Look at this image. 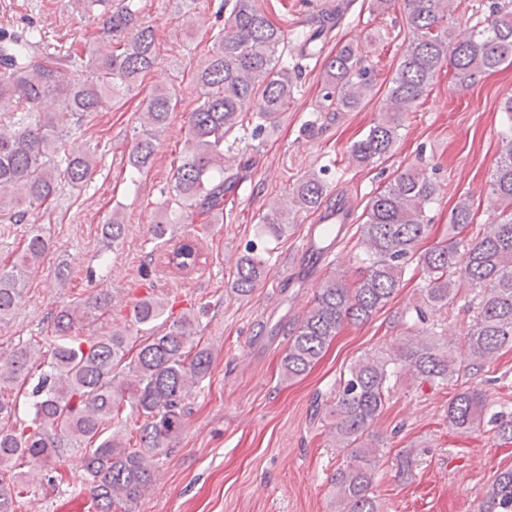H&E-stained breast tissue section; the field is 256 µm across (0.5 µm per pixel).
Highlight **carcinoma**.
Masks as SVG:
<instances>
[{
	"mask_svg": "<svg viewBox=\"0 0 512 512\" xmlns=\"http://www.w3.org/2000/svg\"><path fill=\"white\" fill-rule=\"evenodd\" d=\"M450 0H403L406 47L387 89L390 109L351 145L358 163L389 154L403 115L412 111L448 64L456 90L469 88L480 73L512 65V0H493L488 13L472 26L448 27ZM82 15L96 20L100 36L83 56L48 51L42 28L0 29V219L33 223L22 252L12 265L0 264V322L21 303L27 273L48 250L50 239L36 224L41 209L62 185H81L93 174L95 148L70 152L65 137L81 129L97 112L112 108L118 96L156 68L159 56L152 26L141 19L138 0H73ZM342 7L325 9L297 33L293 50L302 59L321 56L323 36L337 25ZM287 33L266 14L259 0H224V24L212 53L192 75L194 107L185 113L188 153L176 167L161 220L151 226L150 254L162 257L173 274L187 277L200 265L197 239L176 238L175 221L193 224L204 236L208 225L224 220L225 196L246 168L234 153L237 133L252 127L258 136L288 110L302 75L284 59ZM326 92L321 112H351L375 85L373 68L362 49L347 42L324 61ZM177 95L155 88L143 101L133 127L128 166L141 173L153 162L160 137L177 111ZM328 169L302 176L290 206L261 217L256 239L249 241L235 266L232 289L250 295L272 260L266 243L282 238L291 216L316 211L327 197ZM442 195V186L425 169L397 172L367 201L357 226L361 250L358 278L327 274L306 311L288 330L282 356L285 377L306 375L323 357L346 323L366 322L386 306L410 266L424 282L417 321L405 338L382 355L366 354L340 379L325 403L330 434L343 462L331 483L338 512H381L373 488L382 449L372 435L374 421L390 400L397 378L406 371L437 387L453 385L448 426L478 427L490 410L487 395L462 379L512 348V130L502 137V151L489 182L492 223L474 226L467 200L450 212L449 237L421 252L429 234L426 211ZM107 244L116 248L125 234L117 210L102 224ZM474 293L473 312L461 346L434 328L419 327L426 311L448 308L459 292ZM113 296L101 289L89 299L61 307L51 322L53 339L0 350V512H17L29 493L27 466L48 467L67 452L82 454L90 476L94 512H132L153 482L157 458L170 452L182 434L191 389L209 374L211 351L197 340L192 312L173 319L164 299L147 292L134 299L130 318L113 320L101 334L80 331L112 314ZM31 385L25 416L6 391ZM141 424L132 435L123 413ZM496 434L512 441V413L493 414ZM9 479H4L5 474ZM474 512H512V469L496 474Z\"/></svg>",
	"mask_w": 512,
	"mask_h": 512,
	"instance_id": "1",
	"label": "carcinoma"
}]
</instances>
